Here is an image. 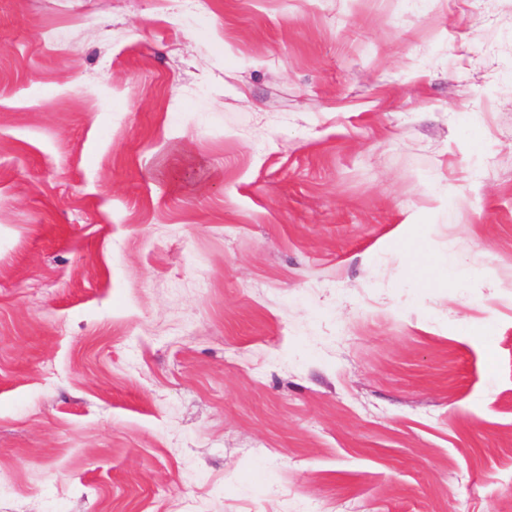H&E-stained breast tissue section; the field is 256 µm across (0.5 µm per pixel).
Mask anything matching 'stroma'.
Returning <instances> with one entry per match:
<instances>
[{"instance_id": "1", "label": "stroma", "mask_w": 512, "mask_h": 512, "mask_svg": "<svg viewBox=\"0 0 512 512\" xmlns=\"http://www.w3.org/2000/svg\"><path fill=\"white\" fill-rule=\"evenodd\" d=\"M0 512H512V0H0Z\"/></svg>"}]
</instances>
